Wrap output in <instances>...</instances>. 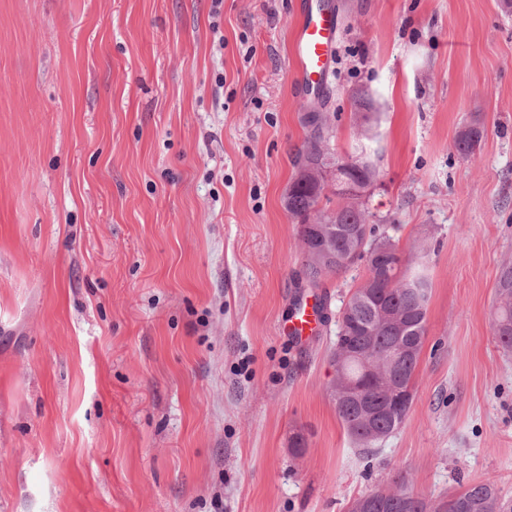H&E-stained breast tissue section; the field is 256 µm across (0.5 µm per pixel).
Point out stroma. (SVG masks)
I'll return each instance as SVG.
<instances>
[{
    "mask_svg": "<svg viewBox=\"0 0 512 512\" xmlns=\"http://www.w3.org/2000/svg\"><path fill=\"white\" fill-rule=\"evenodd\" d=\"M331 3L334 72L308 100L299 0H0V512H348L401 472L432 499L482 480L512 499V355L491 327L512 9ZM311 112L331 151L365 145L367 205L400 248L429 247L413 402L369 459L327 393L364 262L325 280L315 335L287 331L314 299L285 207Z\"/></svg>",
    "mask_w": 512,
    "mask_h": 512,
    "instance_id": "1",
    "label": "stroma"
}]
</instances>
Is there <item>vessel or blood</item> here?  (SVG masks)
<instances>
[{"mask_svg":"<svg viewBox=\"0 0 512 512\" xmlns=\"http://www.w3.org/2000/svg\"><path fill=\"white\" fill-rule=\"evenodd\" d=\"M339 20L336 12L317 0H304L292 35V53L297 68V85L302 93L314 95L325 86L336 60ZM318 325L314 307L303 306L288 328L290 334L307 336Z\"/></svg>","mask_w":512,"mask_h":512,"instance_id":"b4317fda","label":"vessel or blood"}]
</instances>
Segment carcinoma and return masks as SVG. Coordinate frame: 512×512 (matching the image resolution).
<instances>
[{"label": "carcinoma", "instance_id": "1", "mask_svg": "<svg viewBox=\"0 0 512 512\" xmlns=\"http://www.w3.org/2000/svg\"><path fill=\"white\" fill-rule=\"evenodd\" d=\"M296 155L297 177L286 198L290 217L297 221L304 250L303 276L318 288L325 279L349 269L364 254H379L381 263L367 260L362 281L339 310L336 343L331 360L334 376L328 387L336 414L348 437L365 457L395 433L410 407L390 403L394 388L413 386L418 357L426 336L427 305L432 282L425 270L405 260L386 228L376 224L363 199L320 187L310 173L331 163H347V181L372 186L380 177L375 163L362 164L363 156L333 154L326 143V126L319 116ZM482 131L470 126L456 141L460 154H474ZM336 206H331V203ZM364 231V236L357 232ZM492 329L496 342L512 351V262L502 264L497 282ZM364 384L354 397L350 386ZM370 512H512L491 481L459 488L446 498L428 500L417 492L405 473L393 486L368 494Z\"/></svg>", "mask_w": 512, "mask_h": 512}]
</instances>
